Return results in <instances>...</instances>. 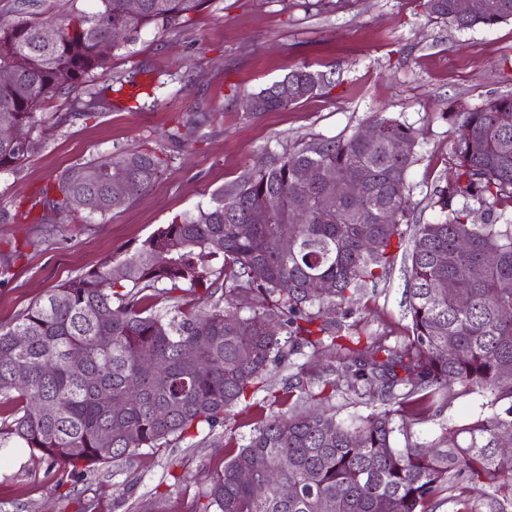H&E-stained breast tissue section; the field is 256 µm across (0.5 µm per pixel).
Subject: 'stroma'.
Segmentation results:
<instances>
[{"mask_svg":"<svg viewBox=\"0 0 512 512\" xmlns=\"http://www.w3.org/2000/svg\"><path fill=\"white\" fill-rule=\"evenodd\" d=\"M305 65L329 73L335 88L256 117L243 110L246 96ZM98 84L107 99L101 115L60 125L57 115L70 107L47 99L33 131L38 148L0 171V254L22 252L12 280L0 287L2 325L68 278L133 253L159 226L207 206L216 191L270 157L316 138L351 135L378 112L419 130L418 160L407 177L408 222L438 221L436 195L456 175L448 151L455 112L512 94V20L458 30L429 18L420 0H213L186 24L143 30L117 50ZM176 126L186 133L180 149L167 142ZM145 146L167 149L168 166L124 211L73 221L31 209L70 165ZM36 236L40 246L29 247ZM405 284L399 260L385 281L354 300L362 335L391 346L405 340ZM327 363L292 356L272 375L273 392L240 403L215 434L144 448L82 478H57L20 446L0 448V512H205L225 460L275 403L287 402L285 378ZM489 412L475 391L410 422L408 431L431 440L442 426Z\"/></svg>","mask_w":512,"mask_h":512,"instance_id":"stroma-1","label":"stroma"}]
</instances>
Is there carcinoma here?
Listing matches in <instances>:
<instances>
[{"mask_svg": "<svg viewBox=\"0 0 512 512\" xmlns=\"http://www.w3.org/2000/svg\"><path fill=\"white\" fill-rule=\"evenodd\" d=\"M457 0H424L431 18L460 30L512 20V0H472L460 16ZM211 0H141L130 13L126 0H94L46 18L21 0L15 16L0 18V69L15 74L0 89V122L30 133L41 104L64 97L74 117L89 119L102 107L104 89L92 83L122 46L112 29L135 36L150 27H173L210 7ZM58 32L42 40L43 27ZM332 86L307 67L281 86L254 94L253 114L285 110ZM448 149L456 167L453 186L438 193L444 218L415 225L406 284L410 333L399 346L356 331L355 297L385 280L403 248L410 168L419 137L392 117L378 115V137L313 139L270 164L221 188L197 213L174 217L146 238L130 257L115 256L65 280L30 305L13 323L0 325V447L17 441L49 469L74 474L128 459L142 448H165L196 430L214 431L247 396L265 387L273 369L305 350L336 360L347 390L372 404L348 420L336 406L313 410L336 395V380L314 370L319 392L303 377L285 382L288 407L253 429L246 444L224 462L207 496L215 512H436L461 480L489 495V512L512 505V455L496 451L512 434V224L499 223L496 206L512 201V95L460 113ZM390 138L410 150L394 156ZM31 152L0 142V170ZM98 156L68 167L34 203L75 216L109 217L132 198L112 190L108 176L148 190L163 174L168 155L151 148ZM356 178L364 194L356 205L325 197L320 171ZM313 177L304 182L299 172ZM98 197L90 210L88 195ZM485 207L482 224L456 197ZM278 212L270 223L252 220L270 199ZM301 217L288 248L278 225ZM469 246L460 251L456 240ZM494 256L491 265L485 264ZM222 259L215 271L202 258ZM264 276L253 275L255 268ZM206 286L201 306L187 307L183 293ZM255 304L246 312L238 299ZM167 302L156 309L155 301ZM27 337L18 346L15 337ZM454 355H443L446 349ZM198 350L195 360L184 357ZM52 369L44 370L45 365ZM481 389L491 413L445 427L430 444L409 440L406 423L442 411L451 399ZM123 405L112 407V400ZM404 446H398V437ZM262 461L293 488L282 497L270 486L259 494L241 475Z\"/></svg>", "mask_w": 512, "mask_h": 512, "instance_id": "1", "label": "carcinoma"}]
</instances>
